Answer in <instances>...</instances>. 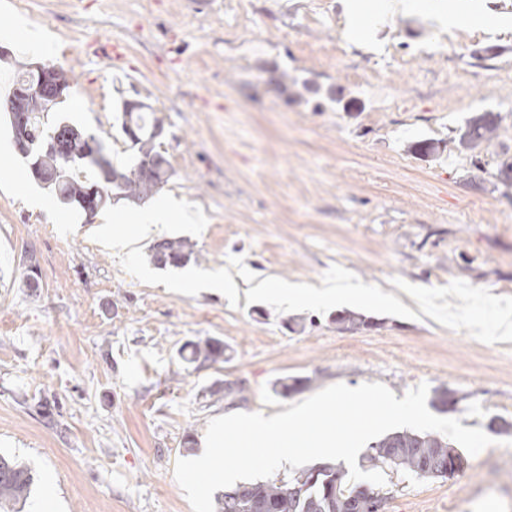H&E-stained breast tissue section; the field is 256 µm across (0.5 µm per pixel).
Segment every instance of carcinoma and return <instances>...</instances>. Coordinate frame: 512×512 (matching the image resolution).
Instances as JSON below:
<instances>
[{"instance_id": "cac0c4a2", "label": "carcinoma", "mask_w": 512, "mask_h": 512, "mask_svg": "<svg viewBox=\"0 0 512 512\" xmlns=\"http://www.w3.org/2000/svg\"><path fill=\"white\" fill-rule=\"evenodd\" d=\"M70 89L65 70L54 65H23L17 71L10 94L0 100V109L10 119L14 142L29 162L33 176L54 186L57 200L94 217L108 200L144 199L169 181L172 171L165 153L157 150V128L162 122L141 101L123 102L121 127L134 150V162L126 169L111 168L104 174L83 159L86 131L65 120L50 123L51 107L62 102ZM499 134L496 116L484 112L470 118L460 130L459 144L475 147L490 143ZM193 250L183 241L161 240L153 245L152 258L159 267L183 266ZM336 324L346 330L370 325L353 313L336 315ZM224 349L211 342L192 347L191 361H214ZM367 460L390 464L416 478H449L460 472L462 454L448 441L430 434L396 431L375 445ZM34 478L31 468L0 455V504L26 502ZM381 491L349 483V473L323 463L297 473L291 479L241 483L224 491L219 512H383Z\"/></svg>"}]
</instances>
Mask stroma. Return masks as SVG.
Segmentation results:
<instances>
[{
	"instance_id": "stroma-1",
	"label": "stroma",
	"mask_w": 512,
	"mask_h": 512,
	"mask_svg": "<svg viewBox=\"0 0 512 512\" xmlns=\"http://www.w3.org/2000/svg\"><path fill=\"white\" fill-rule=\"evenodd\" d=\"M382 2L0 0V94L21 65L63 67L58 117L118 166L133 155L122 100L150 104L172 167L155 198L180 207L161 236L196 254L159 268L149 242L109 249L105 228L141 200L90 221L34 179L27 204L0 112V454L35 475L22 512L50 485L61 512H192L173 467L212 418L273 416L336 383L399 399L445 386L459 401L428 400L432 414L512 422V194L494 176L512 157V0ZM478 112L500 135L471 153L456 131ZM425 140L439 151L415 152ZM267 279L352 280L383 301L341 330L344 305L287 309L260 293ZM208 339L220 360L189 362ZM284 377L303 385L264 404ZM493 438L449 478L380 465L385 512H512V432Z\"/></svg>"
}]
</instances>
